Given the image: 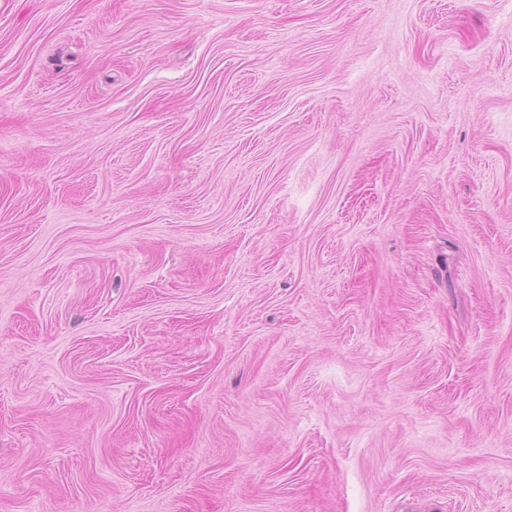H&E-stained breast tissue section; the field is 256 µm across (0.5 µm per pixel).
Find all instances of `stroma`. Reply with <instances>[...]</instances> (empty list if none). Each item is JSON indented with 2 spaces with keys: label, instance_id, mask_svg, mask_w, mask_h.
Instances as JSON below:
<instances>
[{
  "label": "stroma",
  "instance_id": "obj_1",
  "mask_svg": "<svg viewBox=\"0 0 512 512\" xmlns=\"http://www.w3.org/2000/svg\"><path fill=\"white\" fill-rule=\"evenodd\" d=\"M0 512H512V0H0Z\"/></svg>",
  "mask_w": 512,
  "mask_h": 512
}]
</instances>
